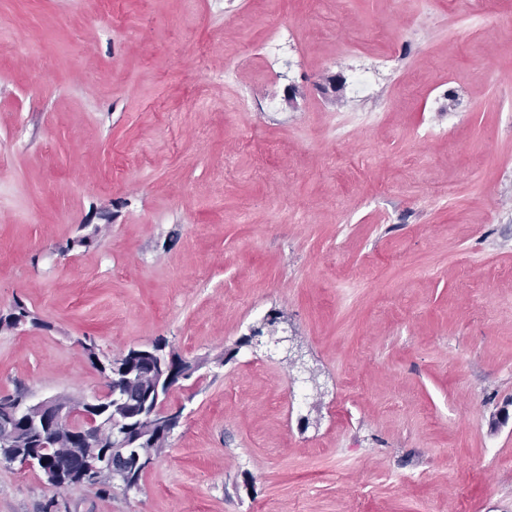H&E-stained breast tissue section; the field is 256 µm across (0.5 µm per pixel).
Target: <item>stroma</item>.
Instances as JSON below:
<instances>
[{"mask_svg":"<svg viewBox=\"0 0 512 512\" xmlns=\"http://www.w3.org/2000/svg\"><path fill=\"white\" fill-rule=\"evenodd\" d=\"M509 71L512 0H0V396L198 366L139 491L0 512H512ZM138 355L150 360L149 363V376L157 381L158 386L162 382L164 385L169 386L172 377L170 371L167 369L168 364L175 359L176 353L169 352L166 354L163 349H156L153 345H146L140 347Z\"/></svg>","mask_w":512,"mask_h":512,"instance_id":"1","label":"stroma"}]
</instances>
